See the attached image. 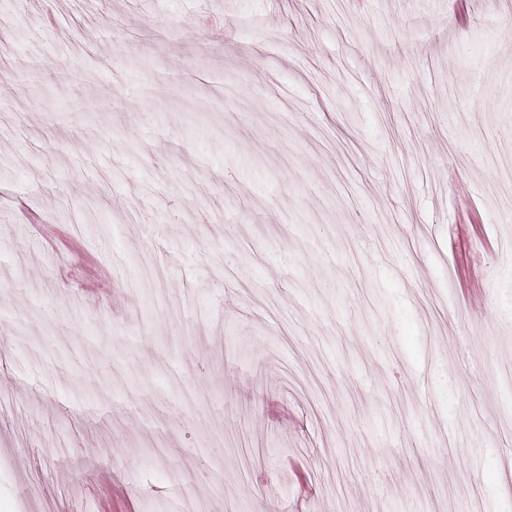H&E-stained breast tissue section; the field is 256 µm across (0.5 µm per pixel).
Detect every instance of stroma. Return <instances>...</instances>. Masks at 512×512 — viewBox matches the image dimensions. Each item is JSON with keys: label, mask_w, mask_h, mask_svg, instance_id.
Wrapping results in <instances>:
<instances>
[{"label": "stroma", "mask_w": 512, "mask_h": 512, "mask_svg": "<svg viewBox=\"0 0 512 512\" xmlns=\"http://www.w3.org/2000/svg\"><path fill=\"white\" fill-rule=\"evenodd\" d=\"M0 0V512H512V0Z\"/></svg>", "instance_id": "35a3bbf8"}]
</instances>
